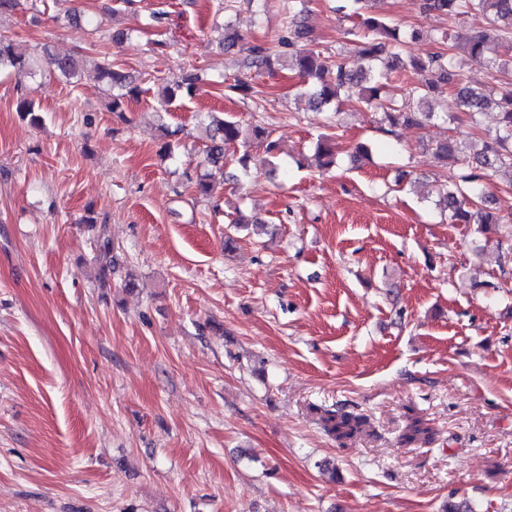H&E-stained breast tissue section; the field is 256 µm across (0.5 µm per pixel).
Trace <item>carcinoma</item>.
Returning a JSON list of instances; mask_svg holds the SVG:
<instances>
[{"mask_svg":"<svg viewBox=\"0 0 512 512\" xmlns=\"http://www.w3.org/2000/svg\"><path fill=\"white\" fill-rule=\"evenodd\" d=\"M294 0H288L284 7V25L288 39H279L277 44H255L248 47L243 66L251 69H269L279 58L277 47L299 42L303 37V24L293 12ZM421 10L425 15L437 14L456 20L468 15L481 14L486 17V25L469 35L452 36L454 47L461 49L470 59L493 68L499 74L495 86L474 87L461 82L455 68L454 57L448 52L415 54L411 43L415 35H406L384 18L366 15L361 20V31L353 33L357 39L358 54L366 67L353 71L345 64L332 62L313 50L297 49L289 54V66L302 80L304 93L309 104L323 110L343 98L370 109L381 111V131L396 135L399 127L422 129L433 119H441L453 125L464 122L475 124L477 116L487 106L493 104L498 110V127L487 134L482 152L475 156L466 154L467 141L460 135L450 134L432 147L434 158L442 168L459 165L466 173L456 177L448 176L443 193L444 207L448 219L453 224H474L481 234L500 233L512 224V213H506L497 206L496 199L486 192L487 171L504 173L512 184V58L497 60L499 48L508 47L512 41V0H421ZM403 61L414 71L425 75L420 85L411 89L408 98L402 102L387 99L383 94L384 80L394 61ZM58 73L67 80L82 79L89 72L107 99V108L114 114H122L129 101L139 97L141 90L134 85L130 76L116 70L107 60H88L79 54H54L44 45L37 56H24L15 51L13 40L0 33V72L7 70L33 75L41 66ZM198 77L184 75L171 85L163 88L160 105L172 100L178 91L192 95L198 90ZM456 89L462 112L450 115L434 112L431 102L440 97L448 88ZM16 111L31 123L41 122L39 107L26 94L17 99ZM252 138L266 141V154L274 156L278 143L271 139V133L260 126H244L235 117L226 115L211 116L208 127L204 162L210 171L196 175L185 172L186 183L198 195L207 196L216 180L224 178V149L245 144ZM339 146L336 139L326 135L318 140L314 157L316 166L329 169L336 164ZM115 247L112 239L100 229L96 239L94 261L99 273L106 277L115 266ZM352 415L327 411L321 415L323 428L334 435L342 429H351Z\"/></svg>","mask_w":512,"mask_h":512,"instance_id":"cac0c4a2","label":"carcinoma"}]
</instances>
